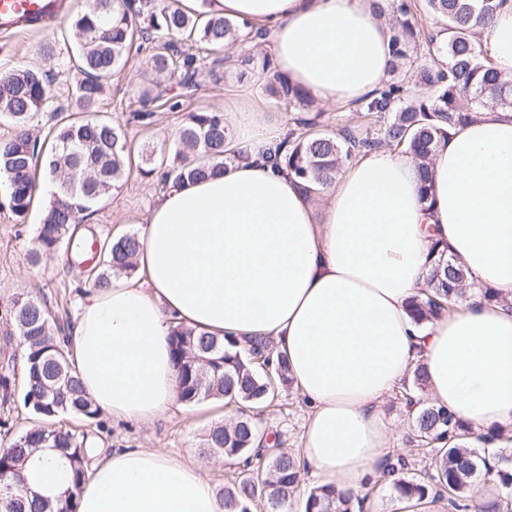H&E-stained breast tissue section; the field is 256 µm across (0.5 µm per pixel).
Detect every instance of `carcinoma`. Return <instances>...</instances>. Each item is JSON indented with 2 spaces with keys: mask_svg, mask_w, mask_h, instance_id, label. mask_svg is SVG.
I'll use <instances>...</instances> for the list:
<instances>
[{
  "mask_svg": "<svg viewBox=\"0 0 512 512\" xmlns=\"http://www.w3.org/2000/svg\"><path fill=\"white\" fill-rule=\"evenodd\" d=\"M74 17L79 43L75 66L82 75L77 99L88 116L69 119L53 128L51 147L29 133V123L44 111L49 89L42 76L28 68L0 74V116L10 119L18 132L0 142V176L9 185L3 207L18 220L25 218L38 193V162L56 184L43 220L37 227L33 262L53 255L73 239L72 226L80 214L111 196L125 177V154L130 152L121 125L92 111L104 83L123 67L133 42L151 44V69L178 78L180 96H193L202 77L218 78L223 60L238 53L240 66L266 76L262 92L288 104L297 112H311L315 100L299 85L271 72L267 57L251 54L247 45L263 32L247 22L223 16L205 20L190 14L174 0H85ZM504 0H375L379 15L392 16L390 27L391 79L372 98L358 105L367 127L336 133L317 128L315 118L297 120L300 130H290L274 150L273 163L286 171L305 194H317L336 183L343 166L361 154L388 148L408 154L417 164L419 192L431 197L429 162L451 131L467 123L472 114L489 107L512 109V78H504L482 57L476 34L491 22ZM436 18L443 28L424 40L418 13ZM213 58L208 70L196 51ZM224 57H219V52ZM158 85L141 90L142 110L127 123L146 125L154 112L150 103L162 99ZM230 135L224 114L209 109L188 113L179 128L172 154H142L140 173L148 177L161 171V184L195 181L216 166L238 158L228 151ZM141 241L124 233L102 242L98 272L92 286L107 289L112 274L133 275ZM448 246L436 241L429 255L426 288L413 297L408 313L418 325L430 323L468 298L471 285L464 265L447 254ZM10 321L24 347L26 387L24 404L43 424L16 435L8 451L0 453V474L19 483L31 482L38 449L53 453L68 475L67 487L57 494L14 490L0 493V512H78L79 493L89 469L93 448L85 432L56 424L70 416L87 425L96 422L100 408L85 393L53 330L49 311L37 299L17 300ZM170 353L178 379L179 401L193 405L221 399L236 408L229 424L216 423L205 432L201 448L208 456L219 454L233 469L218 492L224 512H289L300 480V464L286 451L267 452L266 431L254 422L249 409L271 404L290 380L288 358L273 354L262 340L248 348L224 336L198 331L183 323L171 328ZM224 355V364L213 362ZM411 384L405 394L411 430L417 446L433 453L434 468L401 476L406 462L385 457L378 483L391 488L406 507L420 512L445 501L450 512L471 509L475 477L483 473L496 481L500 494L481 505V512H512V469L501 467L503 454H480L469 446L512 442V430L491 429L475 433L444 405L422 397L427 386L423 365L410 368ZM370 494L344 491L334 485L310 490L304 512H368Z\"/></svg>",
  "mask_w": 512,
  "mask_h": 512,
  "instance_id": "cac0c4a2",
  "label": "carcinoma"
}]
</instances>
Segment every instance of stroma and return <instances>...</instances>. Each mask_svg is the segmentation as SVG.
Returning <instances> with one entry per match:
<instances>
[{"label": "stroma", "instance_id": "1", "mask_svg": "<svg viewBox=\"0 0 512 512\" xmlns=\"http://www.w3.org/2000/svg\"><path fill=\"white\" fill-rule=\"evenodd\" d=\"M79 6V0H66L63 20L44 29L20 35L0 32V74L27 67L41 72L47 79L49 102L31 126L33 135L40 139L46 138L53 128L55 113L75 118L82 114L73 95L80 74L70 60L77 43L71 18ZM48 44L54 47L49 55L43 51ZM149 54L146 45L131 51L125 68L112 78L100 98L96 106L99 115L126 123L129 113L139 110L134 86L154 77L146 68ZM199 109L223 112L230 135L235 139L240 138L242 121L247 117L282 131L295 126V115L285 104L265 96L259 83L240 76L235 69L228 70L220 81H207L195 96L182 99L179 109L156 103L150 125H128L131 152L127 163L132 169L131 176L110 198L81 214L78 235L102 238L109 234L141 232L161 192L157 178L141 177L137 171L142 152L173 150L183 120L189 112ZM4 200L5 195L0 192V447L34 423L23 400V347L8 320V310L17 298H37L55 316L59 339H69L73 336L80 301L91 287L90 271L72 265L66 251L44 257L36 264L31 262L30 253L36 246V229L43 218L46 199H35L22 221L2 209ZM382 410L393 426L389 437L391 455L405 458L413 469L430 465V458L418 453L406 440L408 408L401 392H394ZM233 415V409L218 399L196 406L177 404L150 423L117 420L104 410L86 432L89 441L105 456L127 448L163 449L174 460L199 466L206 479L219 490L227 483L231 471L227 466L213 465L210 458L201 455L199 445L211 424L228 421ZM307 415L306 404L291 384L283 387L271 406L253 412L260 428L278 433L282 448L294 454L299 451Z\"/></svg>", "mask_w": 512, "mask_h": 512}]
</instances>
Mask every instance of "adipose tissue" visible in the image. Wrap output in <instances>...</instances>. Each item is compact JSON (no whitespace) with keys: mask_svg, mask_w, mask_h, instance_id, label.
<instances>
[{"mask_svg":"<svg viewBox=\"0 0 512 512\" xmlns=\"http://www.w3.org/2000/svg\"><path fill=\"white\" fill-rule=\"evenodd\" d=\"M268 30L279 73L318 103L351 108L387 79V24L372 0H187ZM484 59L512 76V0L480 27ZM247 161L160 194L140 234L141 279L89 291L73 331L82 385L113 418L149 422L178 401L172 322L238 341L268 339L311 412L300 463L321 484L359 491L391 434L384 401L421 362L430 396L478 432L512 428V311L472 296L419 326L407 304L432 241L470 282L512 301V109H486L434 155L422 201L407 154L346 165L323 206L273 166L272 141L243 136ZM80 512H223L196 466L160 450L99 460Z\"/></svg>","mask_w":512,"mask_h":512,"instance_id":"ef3b65f1","label":"adipose tissue"}]
</instances>
